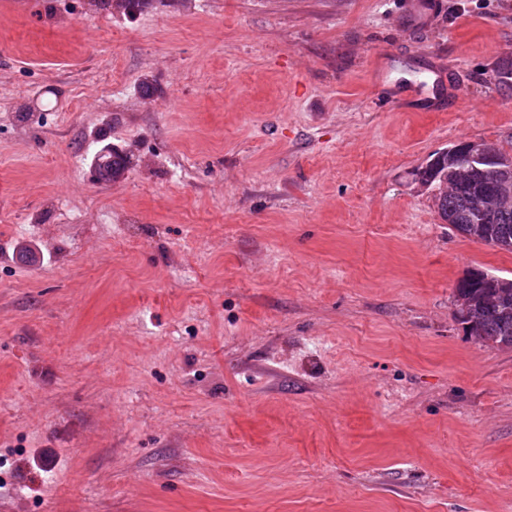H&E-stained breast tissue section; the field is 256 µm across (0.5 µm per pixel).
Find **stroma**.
Here are the masks:
<instances>
[{"label":"stroma","mask_w":512,"mask_h":512,"mask_svg":"<svg viewBox=\"0 0 512 512\" xmlns=\"http://www.w3.org/2000/svg\"><path fill=\"white\" fill-rule=\"evenodd\" d=\"M508 55L512 0H0V512H512L453 318L512 253L412 176L512 153Z\"/></svg>","instance_id":"1"}]
</instances>
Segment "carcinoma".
<instances>
[{
	"label": "carcinoma",
	"mask_w": 512,
	"mask_h": 512,
	"mask_svg": "<svg viewBox=\"0 0 512 512\" xmlns=\"http://www.w3.org/2000/svg\"><path fill=\"white\" fill-rule=\"evenodd\" d=\"M448 175V156L437 152L425 165L417 168L414 180L433 191V200L441 220L456 225L461 235L473 241L491 244L495 239L512 241V210L496 217L492 224L473 223L474 193L471 184L459 185L456 192L444 196L436 192L440 179ZM496 292L492 284L480 277V270L469 269L458 281L455 288V302H463L473 321L455 317L464 330L474 329L482 343L488 346L512 349V297L508 303L495 306L489 296Z\"/></svg>",
	"instance_id": "1"
}]
</instances>
